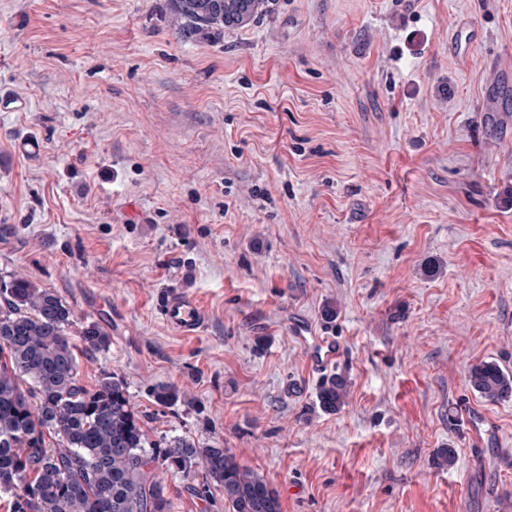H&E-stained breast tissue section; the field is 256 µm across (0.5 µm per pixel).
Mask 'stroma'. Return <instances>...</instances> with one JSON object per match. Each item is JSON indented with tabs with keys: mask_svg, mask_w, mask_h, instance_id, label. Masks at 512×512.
Wrapping results in <instances>:
<instances>
[{
	"mask_svg": "<svg viewBox=\"0 0 512 512\" xmlns=\"http://www.w3.org/2000/svg\"><path fill=\"white\" fill-rule=\"evenodd\" d=\"M509 65L512 0H273L189 41L169 0H0V278L103 323L81 383L123 378L151 439L229 449L281 512H512V398L467 379L512 373ZM171 288L204 332L163 323ZM295 314L343 343L339 411ZM459 402L491 422L478 467ZM156 474L170 512H227L203 472ZM163 322L173 330L187 335L198 334L208 322V313L198 297L187 290L172 289L162 299ZM468 382L472 390L491 402L512 396V375L493 361L473 364L468 370ZM348 384L341 375L328 377L320 386L318 398L320 406L329 412H336L344 405L347 396Z\"/></svg>",
	"mask_w": 512,
	"mask_h": 512,
	"instance_id": "stroma-1",
	"label": "stroma"
}]
</instances>
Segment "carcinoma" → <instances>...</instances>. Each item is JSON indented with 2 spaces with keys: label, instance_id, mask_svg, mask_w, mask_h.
Listing matches in <instances>:
<instances>
[{
  "label": "carcinoma",
  "instance_id": "carcinoma-1",
  "mask_svg": "<svg viewBox=\"0 0 512 512\" xmlns=\"http://www.w3.org/2000/svg\"><path fill=\"white\" fill-rule=\"evenodd\" d=\"M268 0H171L184 40L215 38L247 24ZM70 306L54 291L12 275L0 282V496L9 512H169L153 464L189 475L202 469L224 487L229 512H281L278 493L226 448H203L176 436L160 448L149 440L123 379L105 373L89 388L79 379L78 351L109 348L98 322L78 340ZM472 390L497 402L512 396V375L493 361L468 370ZM341 375L320 386V406L344 405ZM162 406L184 399L171 384L153 387Z\"/></svg>",
  "mask_w": 512,
  "mask_h": 512
}]
</instances>
